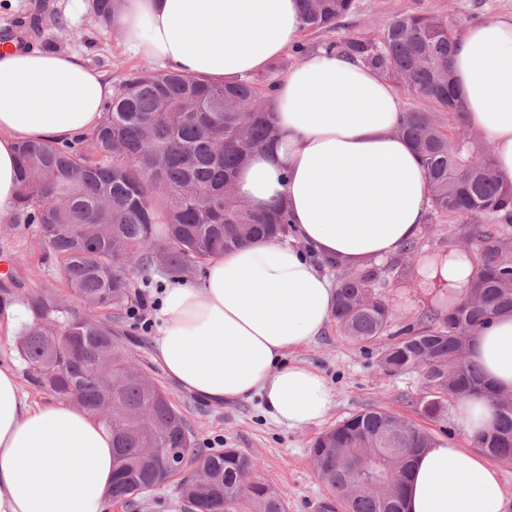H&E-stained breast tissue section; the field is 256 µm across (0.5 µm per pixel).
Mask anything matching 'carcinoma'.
Returning <instances> with one entry per match:
<instances>
[{"label":"carcinoma","instance_id":"obj_1","mask_svg":"<svg viewBox=\"0 0 512 512\" xmlns=\"http://www.w3.org/2000/svg\"><path fill=\"white\" fill-rule=\"evenodd\" d=\"M120 0H93L90 12L108 29ZM304 28L330 31L354 9V0H299ZM457 36L447 21L399 14L379 37L327 41L337 55L360 60L403 91L427 103L407 111L401 134L428 176L431 206L448 219V235L475 256L478 272L458 304L443 300L430 315L391 331L396 314L383 288L399 263L366 260L355 268L336 262L340 334L358 344L385 335L394 342L379 366L391 375L415 372L422 380L421 414L446 419L469 397L495 409L491 431L475 446L490 459L512 464V403L504 400L468 355L475 335L494 318L512 313V182L501 180L490 147L455 128L464 112L450 68ZM281 63L264 78L211 85L169 70L130 74L112 93L87 148L23 141L17 147L20 195L15 217L35 224L66 272V285L84 303L73 314L50 294L28 296L33 320L20 357L36 387L77 402L112 429V499L133 504L172 478L187 512H285L268 484L239 493L242 476L257 461L226 448L197 457L192 434L170 395L133 364L112 325L99 313L131 301L134 280L160 264L186 275L210 257L259 238L288 236V209L256 213L235 191L238 170L251 154L276 140L270 99ZM166 227V249L155 247L154 228ZM396 415L372 407L351 415L314 440L310 453L331 492L326 512H404L415 457L434 442L423 427L404 422L406 438L388 430ZM372 439L387 481L361 487L336 472L339 457L357 451L352 438ZM167 448H183L186 470L163 466Z\"/></svg>","mask_w":512,"mask_h":512}]
</instances>
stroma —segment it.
Masks as SVG:
<instances>
[{
    "mask_svg": "<svg viewBox=\"0 0 512 512\" xmlns=\"http://www.w3.org/2000/svg\"><path fill=\"white\" fill-rule=\"evenodd\" d=\"M400 13L436 15L449 29L466 27L512 16V0H355L353 12L332 31H305L303 41L317 48L329 40L378 37L385 22ZM28 25L30 47L57 53L78 54L83 62L103 72L112 85L129 74L153 69V61L130 53L119 30L101 28L87 10V0H0V34ZM37 227L13 219H0V364L11 366L32 401L50 402L51 394L33 386L16 349V339L31 313L27 296L34 291L54 294L67 308L83 304L65 285L58 267L45 257ZM386 296L395 312L420 317L431 304L420 276L403 287L388 285ZM112 327L121 336L136 363L170 394L193 434L196 452L207 454L236 448L260 464L258 479L272 486L286 512H321L331 493L321 481L309 449L312 440L336 422L361 410L378 406L427 429L434 438H453L467 447L459 432L448 433L447 422L424 418L413 405L422 388L417 374L391 376L380 368L382 342L360 345L342 336L328 323L315 341L289 351L286 359L321 373L332 387L334 405L326 419L303 429L275 423L265 413L259 397L214 405L179 390L154 355L156 329L142 327L126 310L112 313ZM107 512H183L175 482H167L144 494L137 508L110 502Z\"/></svg>",
    "mask_w": 512,
    "mask_h": 512,
    "instance_id": "stroma-1",
    "label": "stroma"
}]
</instances>
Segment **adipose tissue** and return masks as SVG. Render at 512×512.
<instances>
[{"label":"adipose tissue","instance_id":"1","mask_svg":"<svg viewBox=\"0 0 512 512\" xmlns=\"http://www.w3.org/2000/svg\"><path fill=\"white\" fill-rule=\"evenodd\" d=\"M126 48L164 67L221 84L264 70L304 31L297 0H124L115 18ZM471 131L512 181V17L466 28L451 59ZM112 85L74 53L0 51V217L19 196L16 147L92 131ZM278 140L255 152L237 193L257 212L285 203L291 241L256 240L211 257L200 278L171 279L156 310L155 352L184 390L211 402L260 395L291 429L323 421L334 393L323 375L285 363L326 328L336 286L317 258L356 263L397 254L418 237L430 206L424 168L397 135L393 85L362 62L317 48L278 81ZM473 257L429 267L427 282L461 300ZM469 356L512 393V316L471 341ZM467 439L487 431V400L458 405ZM112 432L68 402H30L0 365V512H106ZM497 468L479 451L435 442L414 461L405 512H507Z\"/></svg>","mask_w":512,"mask_h":512}]
</instances>
